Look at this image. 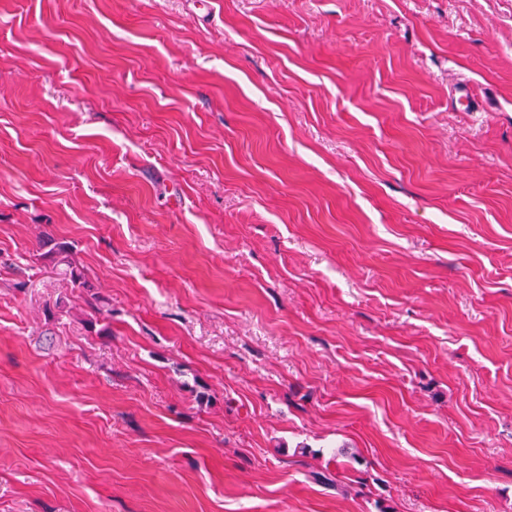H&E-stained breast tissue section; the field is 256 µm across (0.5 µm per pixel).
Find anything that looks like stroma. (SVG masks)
Here are the masks:
<instances>
[{"label":"stroma","instance_id":"obj_1","mask_svg":"<svg viewBox=\"0 0 512 512\" xmlns=\"http://www.w3.org/2000/svg\"><path fill=\"white\" fill-rule=\"evenodd\" d=\"M0 512H512V0H0ZM39 256L54 266L64 265L63 274L68 276L72 288H90L83 272L71 261L72 246L66 242H59L46 234L39 243Z\"/></svg>","mask_w":512,"mask_h":512}]
</instances>
